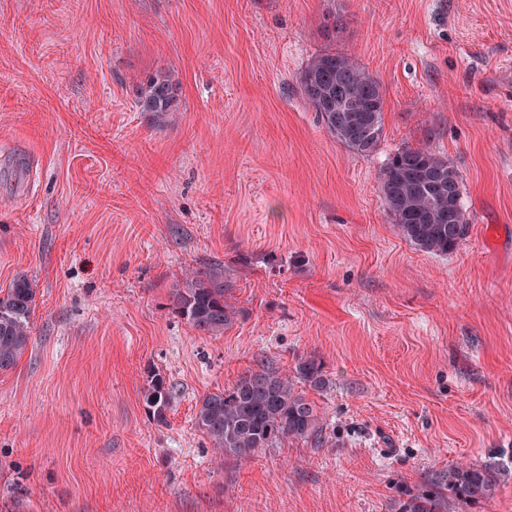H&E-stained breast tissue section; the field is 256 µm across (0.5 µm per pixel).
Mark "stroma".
Here are the masks:
<instances>
[{
	"instance_id": "stroma-1",
	"label": "stroma",
	"mask_w": 512,
	"mask_h": 512,
	"mask_svg": "<svg viewBox=\"0 0 512 512\" xmlns=\"http://www.w3.org/2000/svg\"><path fill=\"white\" fill-rule=\"evenodd\" d=\"M327 49L382 85L371 154L303 97ZM160 69L180 90L158 124L136 98ZM419 145L462 179L445 255L382 203ZM216 263L238 315L201 335L170 297ZM19 274L0 512H397L456 461L508 471L456 512H512V0H0V288ZM306 358L331 443L213 462L197 401ZM296 373L299 376L298 379L307 383L313 390L322 391L326 388L328 380L316 360L310 358L301 360L297 365ZM147 405L153 409V413L158 419L165 418V411L173 399V392L166 387V381L160 375H153L150 384L145 392Z\"/></svg>"
}]
</instances>
